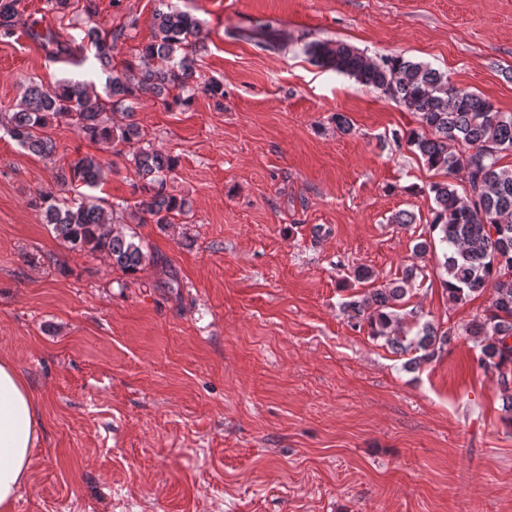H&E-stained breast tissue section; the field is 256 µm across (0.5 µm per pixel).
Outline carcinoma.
<instances>
[{"label":"carcinoma","instance_id":"1","mask_svg":"<svg viewBox=\"0 0 512 512\" xmlns=\"http://www.w3.org/2000/svg\"><path fill=\"white\" fill-rule=\"evenodd\" d=\"M17 0H0V36L9 38L17 26ZM80 43L57 39L52 30L35 37L49 48L51 59L70 56L77 50L93 51L106 74L105 95L91 82L63 80L52 89L31 81L13 105L7 131L19 145L35 154H49L54 145L41 129L55 119L77 127L91 140L138 144L140 126L131 120L136 104L145 98L163 99L169 108L191 103L190 92L212 98L224 97L223 84L196 81V55L201 49L199 24L190 13L171 5L155 16L151 42L142 46L139 58L146 67L131 62L116 63L118 34L97 24L82 30ZM234 34L268 48L282 47L288 37L265 29ZM309 52L321 64L349 75L415 113L422 127L408 134L426 164L446 175L464 174L465 186L458 190L452 181L431 187V236L418 241L414 249L422 256L440 252L438 259L446 273L448 298L461 302L473 294L492 290L491 302L483 316L466 332L481 344L478 365L496 375L512 412V168L500 165L502 153L512 151V114L497 110L487 99L448 82V76L421 62L402 56L376 62L342 42H319ZM122 112L129 120L113 125L108 113ZM139 182L133 184L140 197L135 201L139 223L150 222L164 229L189 212L188 202L167 191L175 160L149 145L130 154ZM107 179L104 165L91 155L77 158L56 174L59 187H76L74 195L40 193L39 206L55 237L72 250L99 252L112 267L125 273L140 269L148 257L141 241L112 226L113 211L77 187L96 188ZM416 277L409 268L398 284L376 288L369 295L345 304L352 326L367 321L372 336L394 347L402 344L396 334V301L408 293ZM455 340L452 329L441 331L430 322L422 324L417 346L423 358L432 359Z\"/></svg>","mask_w":512,"mask_h":512}]
</instances>
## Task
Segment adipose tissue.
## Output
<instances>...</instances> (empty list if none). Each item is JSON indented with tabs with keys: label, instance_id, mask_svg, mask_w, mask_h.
<instances>
[{
	"label": "adipose tissue",
	"instance_id": "1",
	"mask_svg": "<svg viewBox=\"0 0 512 512\" xmlns=\"http://www.w3.org/2000/svg\"><path fill=\"white\" fill-rule=\"evenodd\" d=\"M41 442L32 392L13 365L0 360V512H10Z\"/></svg>",
	"mask_w": 512,
	"mask_h": 512
}]
</instances>
